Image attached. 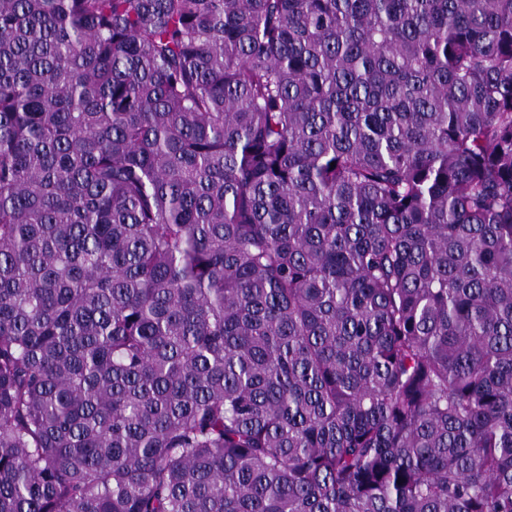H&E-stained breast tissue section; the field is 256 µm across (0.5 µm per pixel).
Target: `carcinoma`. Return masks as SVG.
<instances>
[{
  "instance_id": "1",
  "label": "carcinoma",
  "mask_w": 512,
  "mask_h": 512,
  "mask_svg": "<svg viewBox=\"0 0 512 512\" xmlns=\"http://www.w3.org/2000/svg\"><path fill=\"white\" fill-rule=\"evenodd\" d=\"M0 512H512V0H0Z\"/></svg>"
}]
</instances>
